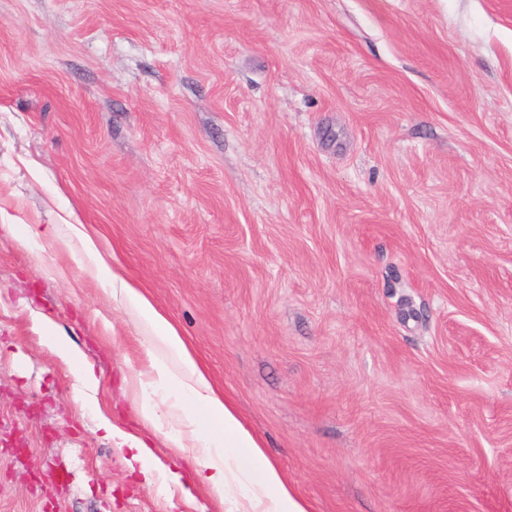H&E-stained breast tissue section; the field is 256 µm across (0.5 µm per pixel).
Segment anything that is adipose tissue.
<instances>
[{
	"mask_svg": "<svg viewBox=\"0 0 512 512\" xmlns=\"http://www.w3.org/2000/svg\"><path fill=\"white\" fill-rule=\"evenodd\" d=\"M71 230L88 264L102 272L103 291L134 309L149 335L145 353L150 373L133 386V404L142 423L178 450L215 498L230 499L229 512H311L308 501L289 487L257 437L214 389L174 325L119 268L108 265L83 225H72ZM48 346L70 367L78 395L96 391L98 379L83 353L53 334ZM97 427L115 447L134 449V459L149 481H178V473L155 460L138 436L114 428L106 417ZM243 448L248 449L253 466L241 464Z\"/></svg>",
	"mask_w": 512,
	"mask_h": 512,
	"instance_id": "adipose-tissue-1",
	"label": "adipose tissue"
}]
</instances>
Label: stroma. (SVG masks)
I'll return each instance as SVG.
<instances>
[{
	"mask_svg": "<svg viewBox=\"0 0 512 512\" xmlns=\"http://www.w3.org/2000/svg\"><path fill=\"white\" fill-rule=\"evenodd\" d=\"M77 223L312 512H512V0H0V512H226ZM47 331L48 346L50 350L66 365H68L75 377L78 398L96 391L98 387V378L96 377L93 366L90 365L83 353L72 346L62 342L52 330L51 326H44ZM97 427L105 432L106 438L111 443L113 442L115 447L131 448L137 451L135 455H132V459L141 464L142 471L150 483L157 480L165 484L170 481L178 482L180 475L177 473V470L173 471L160 461L155 460L151 456L146 443L138 436L114 428L110 419L105 416L99 420Z\"/></svg>",
	"mask_w": 512,
	"mask_h": 512,
	"instance_id": "obj_1",
	"label": "stroma"
}]
</instances>
